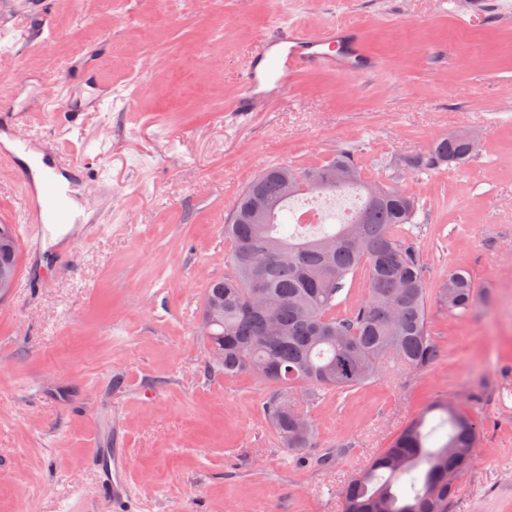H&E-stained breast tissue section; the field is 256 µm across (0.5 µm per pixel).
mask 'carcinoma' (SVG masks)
<instances>
[{
    "instance_id": "carcinoma-1",
    "label": "carcinoma",
    "mask_w": 512,
    "mask_h": 512,
    "mask_svg": "<svg viewBox=\"0 0 512 512\" xmlns=\"http://www.w3.org/2000/svg\"><path fill=\"white\" fill-rule=\"evenodd\" d=\"M474 155L465 133L450 132L429 146L430 166L460 164ZM378 184L362 174L347 151L319 166L276 165L242 192L224 225L228 272L205 288L201 310L224 299L208 345L220 350L224 376L255 375L277 387L267 416L283 447H308L314 425H296L292 393L311 401L319 392H344L372 382L392 356L414 370L439 356L428 321L429 289L420 248L406 232L418 206L396 187L374 200ZM352 191L358 204L349 220L326 226L290 224L289 204L305 193ZM363 276L364 299L336 313L347 281ZM439 305L458 316L470 312L474 284L462 271L437 290ZM447 429L444 440L431 437ZM474 418L438 400L411 419L342 492L343 512H448L457 487L448 472L464 475L478 446Z\"/></svg>"
}]
</instances>
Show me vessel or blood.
<instances>
[{
	"label": "vessel or blood",
	"mask_w": 512,
	"mask_h": 512,
	"mask_svg": "<svg viewBox=\"0 0 512 512\" xmlns=\"http://www.w3.org/2000/svg\"><path fill=\"white\" fill-rule=\"evenodd\" d=\"M364 59L362 40L352 27L336 25L318 36L307 35L294 26L279 28L266 35L251 53L244 90L235 109L256 111L265 98L291 90L305 71L356 72ZM0 164L20 174L23 204L16 212L1 211L0 222L16 225L25 250H32L55 232L70 236L71 225L96 223L98 204L87 199L73 202L66 185L69 173L81 170L82 165L65 157L51 133L17 136L8 113H1ZM127 465L125 449H113L112 468L101 477L106 497L120 501L130 496L125 479Z\"/></svg>",
	"instance_id": "obj_1"
}]
</instances>
